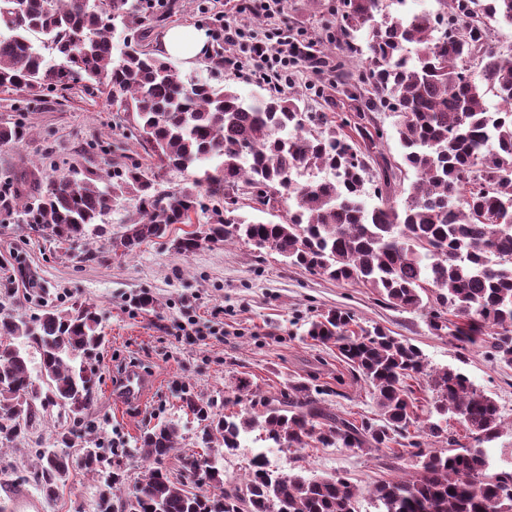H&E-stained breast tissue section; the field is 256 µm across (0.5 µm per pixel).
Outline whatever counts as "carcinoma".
Masks as SVG:
<instances>
[{
	"label": "carcinoma",
	"instance_id": "carcinoma-1",
	"mask_svg": "<svg viewBox=\"0 0 512 512\" xmlns=\"http://www.w3.org/2000/svg\"><path fill=\"white\" fill-rule=\"evenodd\" d=\"M338 22L346 36L340 51L364 52L369 63L355 87L365 108L357 114L363 151L333 127L312 131L295 96L248 103L230 86L182 75L129 39L115 53L117 26L132 32L145 25L128 0H0V90L41 96L81 83L134 112V136L154 158L115 175L61 173L28 198L16 180H5L0 213L60 242L102 238L108 250L129 256L166 237L171 225L193 223L205 211L207 190L231 200L246 189L261 211L291 200L281 222H255L236 207L214 209L205 231L184 233L175 250L243 241L332 280L361 283L393 306L426 309L430 326L448 330L458 348L478 346L512 366V112H490L485 104L491 94L512 105V51L501 50L492 34L494 23L512 25V0H450L444 19L385 13L382 0H341ZM364 28L363 50L354 39ZM379 108L396 116L399 163L378 150L383 132L368 129V112ZM27 135L22 124L0 123V145ZM410 170L417 179L402 208H366L367 178L381 198ZM314 171L332 177L301 180ZM171 173L189 178L158 190ZM120 198L131 202V213L114 237L106 217ZM353 326L336 309L312 322L307 335L335 345L368 383L379 421L327 411L320 390L300 381L252 398L259 413L219 418L211 401L185 391L181 408L201 425L196 444L231 455L242 434L258 430L281 450L316 443L365 455L387 451L416 459L417 468L368 490L378 512H512V470H492L481 448L502 433L494 399L459 372L428 368L409 341ZM101 340L93 305L46 306L28 316L0 303V447L30 440L50 406L63 420L54 461L47 463L51 449L35 448L31 477L18 478L33 481L46 500L70 478L66 448L95 429L90 359ZM30 348L40 356L36 375ZM420 377L432 391L423 419L409 384ZM450 416L476 445L448 432ZM413 426L427 441L412 439ZM181 440L173 420L146 428L131 451L149 466L129 490L120 461L129 450L91 440L80 463L102 479L97 512H357L361 492L344 477L276 475L261 451L241 483L224 481V469L207 455L183 458V470L205 485L194 493L163 466Z\"/></svg>",
	"mask_w": 512,
	"mask_h": 512
}]
</instances>
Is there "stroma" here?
I'll return each mask as SVG.
<instances>
[{"label": "stroma", "instance_id": "stroma-1", "mask_svg": "<svg viewBox=\"0 0 512 512\" xmlns=\"http://www.w3.org/2000/svg\"><path fill=\"white\" fill-rule=\"evenodd\" d=\"M225 12L232 23L243 17L225 9V0H168L159 22L149 24L142 46L152 50L173 26L190 25L210 33L212 19ZM302 31L314 39L328 66L326 84L315 89L306 67L294 74L293 90L316 122L336 127L355 147L363 140L353 122L360 108L345 86L336 83V68L361 72L363 56L342 61L336 48V0H286L280 21L261 20L262 30L277 25ZM18 96L0 92V122L20 121L30 129L23 143L0 147V178L21 177L25 191H35L52 174L68 170L113 172L132 162H146L132 137L133 121L105 99L86 96L75 86L47 95L30 111L17 109ZM185 225L175 224L166 238L145 242L130 256L57 242L0 214V302L23 314L40 305L67 309L96 306L104 340L93 363L99 371L92 417L95 434L118 448L133 447L146 427L182 418L179 396L194 391L225 413L224 397L238 381L251 392L270 396L293 381L322 391V405L348 419L376 417L366 382L347 365L335 346L307 338L312 320L333 308L349 310L365 328L374 326L416 345L429 368L450 367L465 373L498 404L506 424L492 444L495 468H512V367L490 360L484 349L459 350L444 332L432 330L426 310H403L384 302L373 289L341 283L291 266L275 253L257 254L242 242L202 245L184 255L171 246ZM154 303L143 307L139 298ZM197 316L201 328L220 333L195 336L179 330L185 315ZM133 364L155 382L144 403L121 408L107 393L118 368ZM67 484L44 512H95L99 477L78 463ZM272 469L307 477L340 475L366 489L395 477L391 457L359 456L345 448H308L300 453L274 451Z\"/></svg>", "mask_w": 512, "mask_h": 512}]
</instances>
